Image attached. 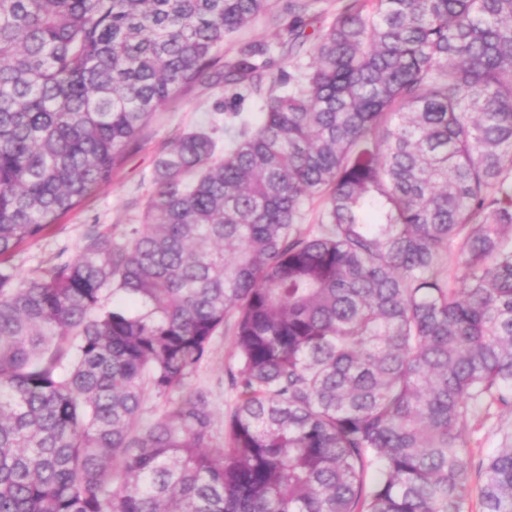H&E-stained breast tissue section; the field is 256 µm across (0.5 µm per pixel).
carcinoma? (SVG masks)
Returning a JSON list of instances; mask_svg holds the SVG:
<instances>
[{"label": "carcinoma", "instance_id": "obj_1", "mask_svg": "<svg viewBox=\"0 0 512 512\" xmlns=\"http://www.w3.org/2000/svg\"><path fill=\"white\" fill-rule=\"evenodd\" d=\"M271 4L0 0V512H464L467 427L512 410V0H350L224 156L156 159L125 242L6 266L179 92L257 77L266 45L219 53ZM229 317L213 450L172 395ZM479 474L512 512L511 435ZM166 407L167 403L165 399L158 398L153 394H148L140 411V426L147 427L157 421L164 414Z\"/></svg>", "mask_w": 512, "mask_h": 512}]
</instances>
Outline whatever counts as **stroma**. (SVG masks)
I'll return each instance as SVG.
<instances>
[{
  "mask_svg": "<svg viewBox=\"0 0 512 512\" xmlns=\"http://www.w3.org/2000/svg\"><path fill=\"white\" fill-rule=\"evenodd\" d=\"M293 18L279 5L257 16L253 22L224 44V57H232L238 46L249 42L268 45L258 60L259 75L241 86L200 85L177 95L155 115L138 148L134 149L110 183L97 187L59 224L39 239L25 243L14 254L10 266L16 280L35 277L41 270L63 259L80 255L86 233L92 226L126 241L132 225L142 223L153 192L152 173L156 158L169 150L185 130L203 127L210 131L216 146L224 144V127L242 118L250 125L261 119L263 99L277 89L281 72L298 73L309 63L307 47L289 49L284 38ZM235 364L233 333L215 336L208 358L188 379L191 390L208 393L212 413V445L223 447L224 418L233 407L226 372ZM512 434V411L492 410L490 415L472 421L467 430L475 460H482L498 448L504 434Z\"/></svg>",
  "mask_w": 512,
  "mask_h": 512,
  "instance_id": "35a3bbf8",
  "label": "stroma"
}]
</instances>
